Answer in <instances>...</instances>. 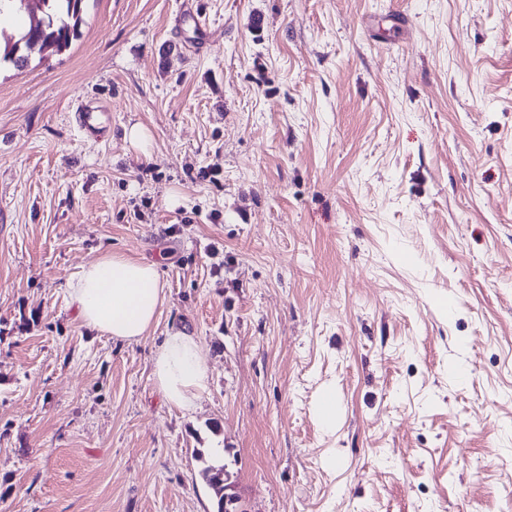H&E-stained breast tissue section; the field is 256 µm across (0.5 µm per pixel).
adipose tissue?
<instances>
[{"instance_id": "ef3b65f1", "label": "adipose tissue", "mask_w": 512, "mask_h": 512, "mask_svg": "<svg viewBox=\"0 0 512 512\" xmlns=\"http://www.w3.org/2000/svg\"><path fill=\"white\" fill-rule=\"evenodd\" d=\"M68 294L85 326L129 343L147 336L165 300L157 264L110 251L81 269ZM152 375L169 404L194 410L209 387L197 338L167 331L153 355Z\"/></svg>"}]
</instances>
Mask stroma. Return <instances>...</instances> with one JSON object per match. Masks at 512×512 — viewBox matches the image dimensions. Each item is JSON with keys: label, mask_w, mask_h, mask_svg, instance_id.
Listing matches in <instances>:
<instances>
[{"label": "stroma", "mask_w": 512, "mask_h": 512, "mask_svg": "<svg viewBox=\"0 0 512 512\" xmlns=\"http://www.w3.org/2000/svg\"><path fill=\"white\" fill-rule=\"evenodd\" d=\"M196 2L0 66V512H214L206 448L241 512H512V0ZM110 250L162 274L136 343L68 297ZM77 113V126L80 133L91 139L105 137L112 125V115L100 106L80 105ZM152 375L169 404L194 410L209 387L197 338L179 329L167 331L153 355Z\"/></svg>", "instance_id": "1"}]
</instances>
